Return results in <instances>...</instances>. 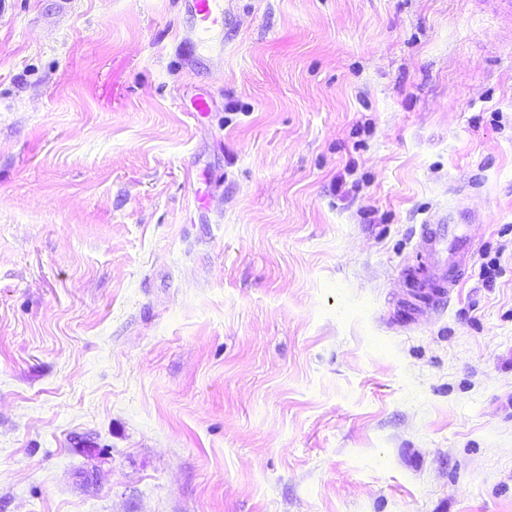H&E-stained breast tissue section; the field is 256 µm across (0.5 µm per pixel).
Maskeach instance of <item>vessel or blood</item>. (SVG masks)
Listing matches in <instances>:
<instances>
[{
    "instance_id": "vessel-or-blood-1",
    "label": "vessel or blood",
    "mask_w": 512,
    "mask_h": 512,
    "mask_svg": "<svg viewBox=\"0 0 512 512\" xmlns=\"http://www.w3.org/2000/svg\"><path fill=\"white\" fill-rule=\"evenodd\" d=\"M189 17V34L193 44L211 55L224 53V45L215 38L224 26V0H183ZM423 256L415 270L404 273L413 290L411 299L403 301L399 312L405 318L444 304L467 269L472 249V227L453 223L448 215L429 220L420 228Z\"/></svg>"
}]
</instances>
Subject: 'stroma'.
<instances>
[{"label": "stroma", "mask_w": 512, "mask_h": 512, "mask_svg": "<svg viewBox=\"0 0 512 512\" xmlns=\"http://www.w3.org/2000/svg\"><path fill=\"white\" fill-rule=\"evenodd\" d=\"M0 512H512V12L0 0ZM189 17V34L193 44L209 55H224V42L215 38L224 27V0H182ZM448 214L421 224L423 256L415 271L406 270L403 277L413 288L412 300H403L399 317L412 319L426 309L444 304L468 266L472 249V224H451Z\"/></svg>", "instance_id": "obj_1"}]
</instances>
